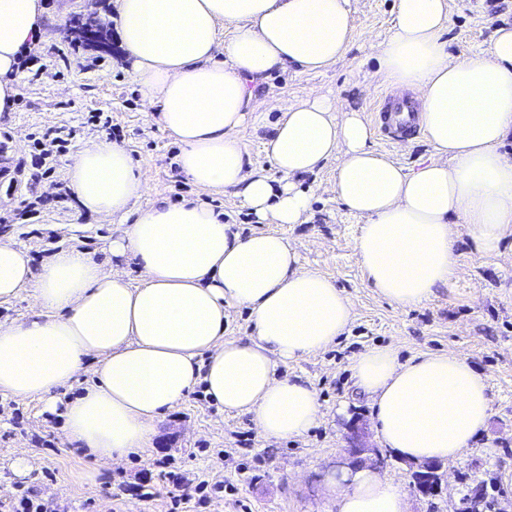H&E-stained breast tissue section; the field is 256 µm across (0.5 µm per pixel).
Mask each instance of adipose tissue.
I'll use <instances>...</instances> for the list:
<instances>
[{
	"label": "adipose tissue",
	"mask_w": 512,
	"mask_h": 512,
	"mask_svg": "<svg viewBox=\"0 0 512 512\" xmlns=\"http://www.w3.org/2000/svg\"><path fill=\"white\" fill-rule=\"evenodd\" d=\"M130 76L180 147L176 162L199 196L147 208L130 154L96 138L67 166L79 212L126 227L112 259L56 251L40 268L0 241V300L24 288L26 318L0 324V393L39 397L78 387L63 433L93 460L82 474L145 454L150 435L195 387L224 411L250 415L271 442L305 434L322 416L312 385L276 375L278 363L326 350L343 334L350 298L303 267L275 224H298L311 207L296 176L336 160L334 192L364 217L356 255L374 290L395 307L427 301L457 275L455 225L476 254L502 255L512 242V27L490 46L451 58L444 38L448 0H396L390 33L374 47L385 81L418 94L420 124L435 155L417 168L372 147L361 112L320 95L266 108L273 72H319L345 58L353 39L351 0H117ZM44 0H0V114L14 111L13 73L38 42ZM233 24L221 39L222 24ZM278 111L270 119V111ZM270 126L276 169L250 160L242 134ZM229 191L261 231L242 236L206 195ZM139 269L138 284L125 263ZM250 308L254 333L225 338L228 309ZM95 382L79 387L86 361ZM357 390L372 402L381 443L413 462L460 459L491 414L485 377L452 352L401 359L371 347L352 362ZM333 512H407L406 493L377 471L343 472L329 486Z\"/></svg>",
	"instance_id": "obj_1"
}]
</instances>
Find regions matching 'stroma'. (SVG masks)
Wrapping results in <instances>:
<instances>
[{"label":"stroma","mask_w":512,"mask_h":512,"mask_svg":"<svg viewBox=\"0 0 512 512\" xmlns=\"http://www.w3.org/2000/svg\"><path fill=\"white\" fill-rule=\"evenodd\" d=\"M49 16L38 44L24 52L14 77L17 103L0 121V239L25 249L33 265L62 248H78L108 261L109 241L124 226L119 220L78 213L67 191L70 155L91 137H110L124 147L146 185L144 207L194 195L176 163L177 145L147 111L133 83L119 24L116 0H46ZM451 25L445 35L452 56L486 49L495 31L512 25V0H449ZM354 31L345 58L319 73L293 69L274 73L283 98L336 97L344 108L371 116L390 85L378 74L372 48L391 25L394 0H352ZM77 12L103 22L112 52L83 49L66 33ZM112 118L111 130L88 125L89 113ZM70 131L66 153L40 160L34 138L47 130ZM386 159L413 168L433 148L419 135L400 143L372 138ZM335 162L298 177L312 206L300 224L276 230L296 249L304 267L331 278L353 303L352 320L336 343L298 362L278 364V376L312 385L322 416L305 435L270 443L247 415L229 414L196 388L167 412L152 434L148 458L129 456L106 469L96 483L78 480L90 457L65 441L58 414L36 397L23 401L0 395V499L17 487L83 512H166L168 490L184 480L223 483L194 512H330L327 484L351 461L349 450L366 447L365 467L402 487L409 512H512V256L474 253L459 233L454 256L459 276L452 287L436 289L427 302L399 309L370 287L355 255L361 218L350 214L333 191ZM373 346H392L401 359L426 352L465 356L483 374L492 399L491 415L460 460L446 464L441 489L419 493L408 460L382 446L372 425L369 400L358 395L350 369L353 358ZM25 450L30 471L16 475L12 460ZM153 493L144 504L142 493Z\"/></svg>","instance_id":"stroma-1"}]
</instances>
